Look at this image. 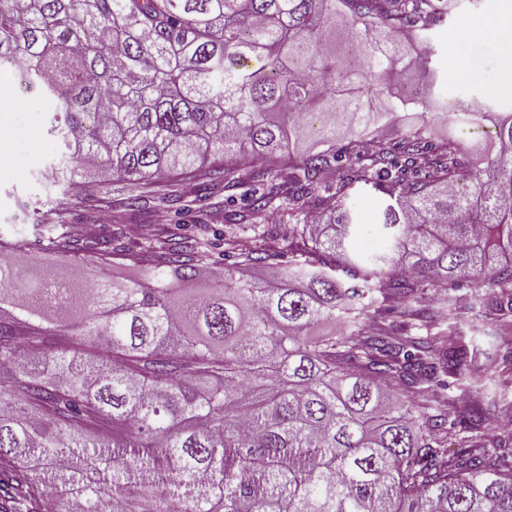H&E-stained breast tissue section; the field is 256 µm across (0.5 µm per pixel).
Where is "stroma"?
I'll return each mask as SVG.
<instances>
[{
  "mask_svg": "<svg viewBox=\"0 0 512 512\" xmlns=\"http://www.w3.org/2000/svg\"><path fill=\"white\" fill-rule=\"evenodd\" d=\"M502 5V0H458L452 16L425 39L431 49L429 71L407 67L392 85L399 95L408 89L416 91L425 107L423 116L432 139L451 130L459 132L461 146L470 151L475 165L483 154L494 152L495 145L489 138L478 140L463 134L459 115L477 104L494 112H512V89L500 84L504 43L496 19ZM477 19L483 24L484 37L473 41L467 28ZM455 51L467 57L469 72L463 74L450 66L449 56ZM49 120L50 114L35 92L25 90L13 77H0V260H18L21 281L44 275L70 280L83 256V246L93 239L123 251L111 262L95 264L97 275L138 279L156 248L175 246L187 234L225 230L224 199L220 196L179 212L162 203L157 194L147 193L139 211L115 220L112 202L121 199V192L114 191L112 201L89 208L88 199L100 198L105 188H111L112 177L86 167L76 192L78 203L61 219L72 250L42 249L41 241L50 235L41 224L42 213L47 198L57 192L42 176L46 167L58 161L56 142L48 133ZM161 214L166 217L162 224L157 221ZM19 242L27 246L21 255L14 250ZM451 294L459 316L448 341L453 344L465 339L490 382L465 397L453 384L409 396V411L414 415H444L448 423L440 437L445 447L452 449L466 441L487 452L511 456L512 420L502 416L505 405L500 390L512 388V327L505 325L498 311L486 307L487 290L476 282L462 283ZM438 295V290L428 291L408 318L394 312L393 302H382L379 326L400 340L424 337L425 321Z\"/></svg>",
  "mask_w": 512,
  "mask_h": 512,
  "instance_id": "35a3bbf8",
  "label": "stroma"
}]
</instances>
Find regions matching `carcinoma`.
I'll return each instance as SVG.
<instances>
[{
	"label": "carcinoma",
	"instance_id": "obj_1",
	"mask_svg": "<svg viewBox=\"0 0 512 512\" xmlns=\"http://www.w3.org/2000/svg\"><path fill=\"white\" fill-rule=\"evenodd\" d=\"M448 0H0V71L35 88L53 112L67 185L76 163L105 158L115 181L188 176L202 203L243 191L248 210L293 220L288 263L236 233L224 236L215 287L199 293L210 239H181L140 280L94 281L54 301L55 281L18 283L0 263V512H512V471L476 449L449 452L444 422L406 417L392 402L454 375L484 374L461 342L448 350L456 308L431 317L426 340L374 329L366 294L403 307L431 288L469 279L512 304V112L478 105L497 145L475 173L453 135L433 141L412 124L391 143L377 105L411 58L401 32L431 30ZM351 24L344 68L329 66L338 22ZM304 112L299 119L285 104ZM355 139L338 147L345 131ZM316 138L324 149L293 155ZM359 187L385 195L363 224ZM327 216L309 224L299 203ZM70 208L63 192L45 220ZM388 234L365 257L355 236ZM361 271L345 284L338 271ZM340 319V336L311 334ZM98 342L112 359L91 363Z\"/></svg>",
	"mask_w": 512,
	"mask_h": 512
}]
</instances>
